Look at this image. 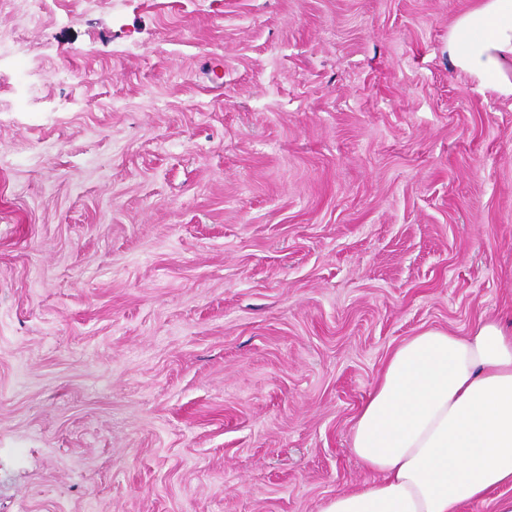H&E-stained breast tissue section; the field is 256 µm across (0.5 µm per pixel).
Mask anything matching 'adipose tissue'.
<instances>
[{
    "mask_svg": "<svg viewBox=\"0 0 512 512\" xmlns=\"http://www.w3.org/2000/svg\"><path fill=\"white\" fill-rule=\"evenodd\" d=\"M448 55L480 87L512 97V0H476L448 29ZM351 449L370 473L322 512H512V330L429 328L388 355L360 407Z\"/></svg>",
    "mask_w": 512,
    "mask_h": 512,
    "instance_id": "1",
    "label": "adipose tissue"
}]
</instances>
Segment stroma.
I'll use <instances>...</instances> for the list:
<instances>
[{"instance_id": "35a3bbf8", "label": "stroma", "mask_w": 512, "mask_h": 512, "mask_svg": "<svg viewBox=\"0 0 512 512\" xmlns=\"http://www.w3.org/2000/svg\"><path fill=\"white\" fill-rule=\"evenodd\" d=\"M473 0H0V512H321L389 352L512 327Z\"/></svg>"}]
</instances>
